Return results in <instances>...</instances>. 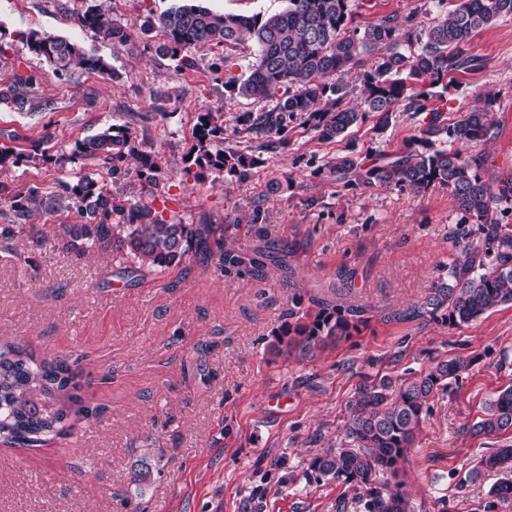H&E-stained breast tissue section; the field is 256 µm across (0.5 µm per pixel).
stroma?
<instances>
[{"label":"stroma","instance_id":"stroma-1","mask_svg":"<svg viewBox=\"0 0 512 512\" xmlns=\"http://www.w3.org/2000/svg\"><path fill=\"white\" fill-rule=\"evenodd\" d=\"M355 21L417 11L427 22L451 0H366ZM170 0H0V84L14 71L34 75L37 109L0 102V146L25 162L0 172V224L11 203L38 188L29 223L37 233L0 240V340L23 339L40 357L65 356L97 417L72 420L71 434L43 448L0 447V512H335L339 487L306 483L313 457L337 444L363 389L382 379L416 377L432 363L471 359L430 403L405 466L416 512H476L489 487L511 477L491 471L463 485L469 467L512 432L472 436L498 392L512 384V305L451 327L417 307L443 278L448 231L461 214L448 188L346 186L320 176L337 155L397 156L412 144L421 115L403 110L388 123L366 113L344 137L319 140L305 117L283 132H249L247 117L273 109L224 91L227 75L247 74L252 44L193 50L194 69L177 70L144 32ZM91 6L141 32L143 50L114 51L81 23ZM63 37L107 59V78L81 68L55 74L29 51L27 34ZM481 70L460 76L449 119L494 93L491 141L482 145L489 174L512 173V19L470 42ZM231 72L214 69L221 58ZM222 113L224 146L258 157L247 177L185 175L200 113ZM130 127L161 164L149 182L134 164L112 191L152 203L164 192L166 218L220 224L224 237L256 268L193 255L177 268L117 277L120 257L66 252L53 227L79 221L66 185L84 173L78 140L109 126ZM282 191L267 195L270 180ZM326 302L361 309L357 331L304 360L270 344L292 306ZM148 457L142 488L132 477Z\"/></svg>","mask_w":512,"mask_h":512}]
</instances>
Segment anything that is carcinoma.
<instances>
[{"label": "carcinoma", "mask_w": 512, "mask_h": 512, "mask_svg": "<svg viewBox=\"0 0 512 512\" xmlns=\"http://www.w3.org/2000/svg\"><path fill=\"white\" fill-rule=\"evenodd\" d=\"M350 0H288V6L265 18L215 12L198 0H174L155 23L163 40L154 45L157 55L177 61V69L192 68L188 52L204 45L255 44L249 74L231 76L224 90L255 100L282 91L277 105L248 119L258 133H280L286 119L308 115L321 141L342 136L365 113L386 120L401 106L424 113L415 142L420 148L396 157L376 159L341 155L327 160L322 174L345 185L379 186L386 189L426 190L448 187L462 218L450 229L451 258L447 280L431 289L419 313L442 319L450 326L474 321L488 311L512 303V225L498 218L500 206L512 203V175L487 176L486 158L477 147L493 136L487 107L475 106L460 119L449 121L445 93L458 76L483 67V60L469 52L472 37L500 18L512 17V0H455L453 8L433 24L418 28L415 12L406 17L388 16L364 28L354 25ZM84 27L112 47L128 54L140 50V36L111 16L88 8L81 16ZM407 48H401L399 33ZM29 50L47 60L54 72L64 73L79 65L102 76L114 75L100 56L86 54L77 44L61 37L32 32ZM380 53L374 69L362 74L364 109L341 105L334 78L364 63V56ZM443 85L440 104L420 103L424 93L417 86ZM36 79L13 73L0 89V101L23 109L31 105ZM196 140L193 165L197 179L208 172L245 177L256 163L248 153L221 148L224 124L218 112L200 114L193 130ZM448 147L438 148L441 141ZM75 153L92 172L71 187L81 217L78 224L60 225L64 247L81 256L91 250L132 259L128 274L163 273L182 265L193 253L213 256L231 266L245 263L234 251L224 249V225L182 224L169 221L152 205L126 204L112 194L105 172H121L128 158L137 161L140 174L155 180L160 171L156 154L136 145L133 133L108 127L76 143ZM357 309L319 305L302 315L291 310L288 321L274 334L277 353L299 351L306 355L327 342L335 343L357 329L352 319ZM471 365L466 358L436 363L411 381L364 389L353 414L334 448L315 456L305 481L336 483L345 488L335 502L336 512H415L403 490L409 451L428 413L429 402L447 381L456 379ZM73 363L65 358H36L24 344L0 345V442L10 447L48 445L67 435L71 415H97L84 405L81 384ZM512 429V385L499 391L484 418L469 431L474 436H493ZM492 470L512 471V445L494 448L480 457L464 481L475 483ZM484 512L512 504V481H501L487 491Z\"/></svg>", "instance_id": "carcinoma-1"}]
</instances>
